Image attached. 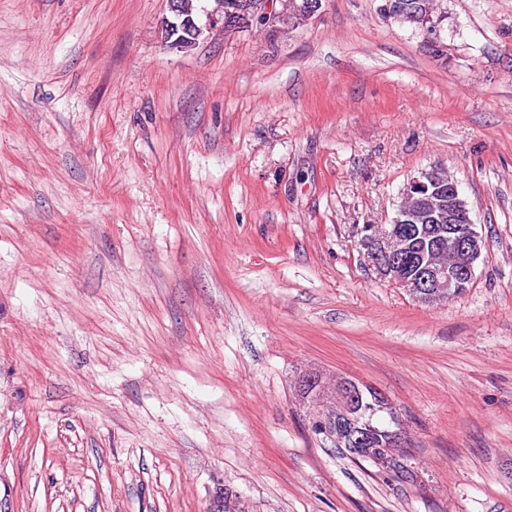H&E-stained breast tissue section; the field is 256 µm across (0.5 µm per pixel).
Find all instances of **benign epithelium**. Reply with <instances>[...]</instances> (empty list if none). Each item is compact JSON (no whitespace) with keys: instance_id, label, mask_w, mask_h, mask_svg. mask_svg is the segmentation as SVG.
<instances>
[{"instance_id":"1","label":"benign epithelium","mask_w":512,"mask_h":512,"mask_svg":"<svg viewBox=\"0 0 512 512\" xmlns=\"http://www.w3.org/2000/svg\"><path fill=\"white\" fill-rule=\"evenodd\" d=\"M169 15L160 23L165 31L162 45L170 50L188 51L196 46L206 30L220 28L224 32L238 31L243 23L259 22L270 32L282 30L285 0H212L214 6L202 9L206 21L200 15L184 12L181 0H166ZM281 4L278 10L275 4ZM460 189L457 182L444 188L424 170L410 179L402 191L403 203L399 205L393 223L380 227L366 237L367 246L379 274L390 282L406 288L415 300L433 304L453 298L454 289L475 276L477 262L482 257L484 244L475 230V224L465 208L460 205ZM448 198V237L434 239L429 253L417 258L420 271L413 275L405 262L404 239L415 232L414 220L424 213L443 219L440 208L442 198ZM302 387L316 391L315 408L320 412V422L329 417L322 411L329 392L322 383V375L311 373L303 377ZM365 387L348 380L337 383L336 393L342 403L341 416L352 420L363 400ZM376 430L365 423L349 431L347 437L353 445L370 448L374 445Z\"/></svg>"}]
</instances>
